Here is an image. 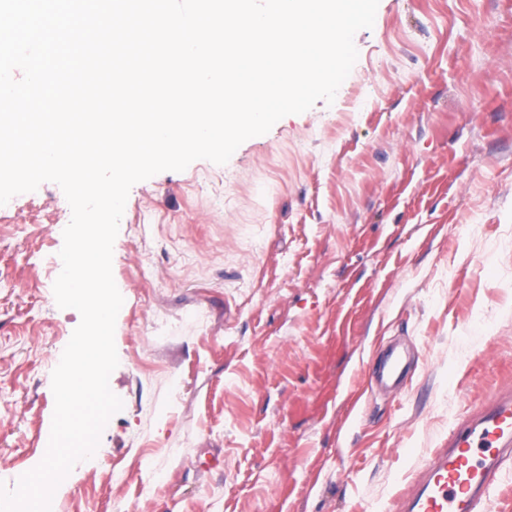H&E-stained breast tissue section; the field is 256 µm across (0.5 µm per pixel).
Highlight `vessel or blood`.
<instances>
[{"label":"vessel or blood","mask_w":512,"mask_h":512,"mask_svg":"<svg viewBox=\"0 0 512 512\" xmlns=\"http://www.w3.org/2000/svg\"><path fill=\"white\" fill-rule=\"evenodd\" d=\"M368 375L377 388H398L406 375L404 355L393 348L385 350ZM510 462L512 394L503 393L450 434L399 512H481Z\"/></svg>","instance_id":"b4317fda"}]
</instances>
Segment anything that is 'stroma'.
Returning a JSON list of instances; mask_svg holds the SVG:
<instances>
[{"mask_svg":"<svg viewBox=\"0 0 512 512\" xmlns=\"http://www.w3.org/2000/svg\"><path fill=\"white\" fill-rule=\"evenodd\" d=\"M333 104L130 190L113 245L123 401L65 512H395L512 390V0H379ZM55 183L0 213V481L43 459L81 317ZM155 272L153 286L138 277ZM394 336L397 394L365 374Z\"/></svg>","mask_w":512,"mask_h":512,"instance_id":"obj_1","label":"stroma"}]
</instances>
